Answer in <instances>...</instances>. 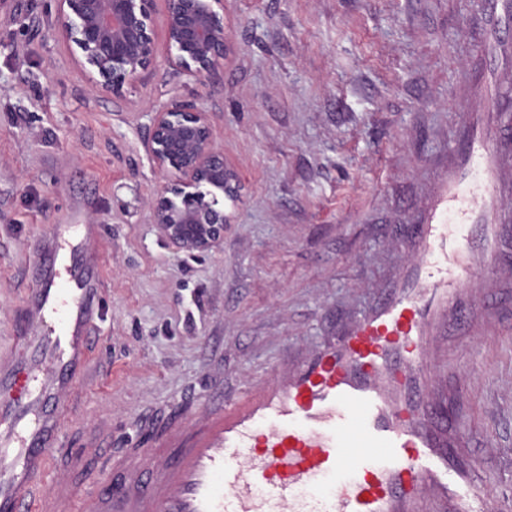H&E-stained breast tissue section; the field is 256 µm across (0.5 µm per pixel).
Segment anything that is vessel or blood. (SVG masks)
Listing matches in <instances>:
<instances>
[{"mask_svg":"<svg viewBox=\"0 0 512 512\" xmlns=\"http://www.w3.org/2000/svg\"><path fill=\"white\" fill-rule=\"evenodd\" d=\"M476 25L482 53L462 114L466 147L413 227L416 262L303 366L201 411L180 446L125 449L112 488L80 499L42 484L48 462L77 469L89 456L60 438L92 358L102 279L87 245L103 229L54 225L28 278L14 348L0 358V512H491L455 428L438 416L468 382L458 376L448 389L425 368L441 336L477 317L495 329L501 301L485 296V274L512 241L501 189L512 127L498 101L512 79V0H482ZM316 487L319 496L300 497Z\"/></svg>","mask_w":512,"mask_h":512,"instance_id":"1","label":"vessel or blood"}]
</instances>
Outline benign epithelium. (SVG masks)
Listing matches in <instances>:
<instances>
[{"label": "benign epithelium", "instance_id": "obj_1", "mask_svg": "<svg viewBox=\"0 0 512 512\" xmlns=\"http://www.w3.org/2000/svg\"><path fill=\"white\" fill-rule=\"evenodd\" d=\"M154 0H57V34L80 50L92 83L119 92L137 83L155 58ZM168 63L207 78L224 63L221 0H165ZM147 148L175 183L153 205L154 223L177 248L210 250L224 242L220 200L236 194V174L214 145L206 109L173 101L154 112Z\"/></svg>", "mask_w": 512, "mask_h": 512}]
</instances>
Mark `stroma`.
<instances>
[{
  "label": "stroma",
  "instance_id": "1",
  "mask_svg": "<svg viewBox=\"0 0 512 512\" xmlns=\"http://www.w3.org/2000/svg\"><path fill=\"white\" fill-rule=\"evenodd\" d=\"M228 50L208 79L156 58L121 93L96 90L58 40L56 0L0 5V354L38 244L56 224L101 225L102 320L61 439L80 493L167 421L279 377L367 311L413 247L405 230L461 149L458 104L478 49L479 0H223ZM209 112L237 176L223 244L176 249L152 218L172 175L146 142L154 112ZM470 377L462 440L512 512V307L498 330L448 339Z\"/></svg>",
  "mask_w": 512,
  "mask_h": 512
}]
</instances>
